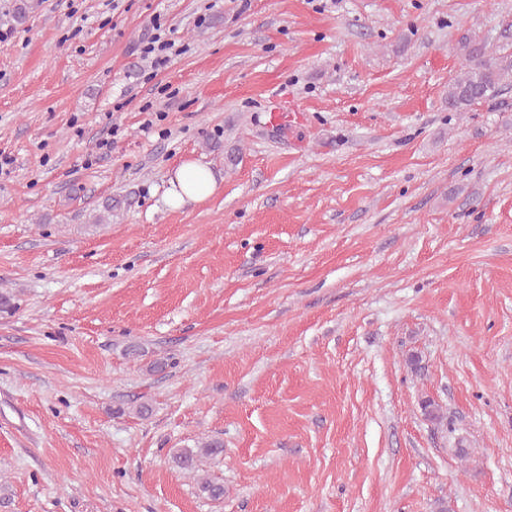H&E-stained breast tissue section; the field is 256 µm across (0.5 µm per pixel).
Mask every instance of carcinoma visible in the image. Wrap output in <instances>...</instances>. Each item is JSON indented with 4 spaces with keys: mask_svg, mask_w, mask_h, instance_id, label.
<instances>
[{
    "mask_svg": "<svg viewBox=\"0 0 512 512\" xmlns=\"http://www.w3.org/2000/svg\"><path fill=\"white\" fill-rule=\"evenodd\" d=\"M459 51L463 57L461 72L448 86V110L458 112L494 97L503 88L512 86V53L488 51L485 42L464 39ZM224 453V442L209 438L194 448H179L172 462L178 469L197 474L203 462ZM201 491L219 500L224 497V484L209 477L202 478Z\"/></svg>",
    "mask_w": 512,
    "mask_h": 512,
    "instance_id": "cac0c4a2",
    "label": "carcinoma"
}]
</instances>
